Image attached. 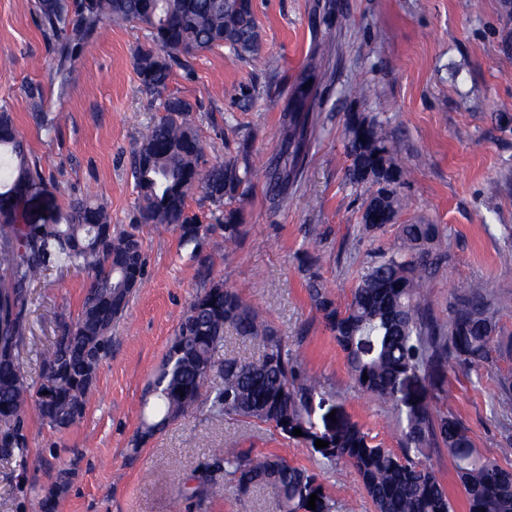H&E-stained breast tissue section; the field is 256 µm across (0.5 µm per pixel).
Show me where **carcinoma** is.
<instances>
[{"instance_id":"cac0c4a2","label":"carcinoma","mask_w":512,"mask_h":512,"mask_svg":"<svg viewBox=\"0 0 512 512\" xmlns=\"http://www.w3.org/2000/svg\"><path fill=\"white\" fill-rule=\"evenodd\" d=\"M35 12L45 38L58 44L60 59L72 57L81 41L108 21L140 26L151 45L138 50L136 70L142 89L163 100L164 115L143 134L133 157L132 175L145 223L180 232L193 245L191 258L204 263L201 240L217 231L224 242L236 244L243 235L237 210L254 180L268 182L281 205L298 181L309 158L311 83L322 74L321 59L313 58L308 73L291 91L284 115L279 161L260 170L247 151L225 161L208 163L198 134L189 120L192 104L168 93L174 68L205 51L226 48L237 58L258 55L259 33L252 0H35ZM346 176L350 184H372L361 224L378 232L399 220L404 207L400 192L407 171L391 152L384 122L375 116L353 115L345 128ZM42 178L28 158L11 113L0 110V453L22 456L28 447L24 433L29 406L42 422L65 431L83 417L97 371L112 344V326L129 303L130 281L142 282L144 260L135 230L112 232L107 206L88 198L69 201L63 224H17V201L38 188ZM200 194L210 203V224L189 213L187 199ZM399 247L380 250L368 263L345 307L335 304L327 285L316 274L308 277L309 294L325 326L345 354L358 390L388 403L398 412L403 448L397 453L371 443L356 424H336L325 439L313 418V404L323 396L319 380L301 369L298 354L234 288L215 282L190 302L176 336L149 389L154 418L143 421L146 437L169 421L192 414L203 402L210 413L230 420H254L272 425L294 438L302 430L324 465H342L358 476L374 512H453L448 492L435 470L417 454L443 446L464 490L466 512H512V468L482 457L467 428L454 415L435 412L428 404L402 409L398 392L409 374L434 376L447 366L479 370L493 355L512 357V339L503 340V305L482 283L455 290L448 298V320L434 312L426 285L445 261L441 232L435 224L400 225ZM50 267L90 274L81 311L42 354V371L32 387L20 370V350L27 339L30 288ZM233 329L262 347L259 362L224 359L221 382L206 400L201 388L224 351V331ZM368 379H362V376ZM499 416L512 415V375L498 380ZM213 466L234 477L247 493L269 486L279 512H334L313 471L294 466L277 454H254L226 448ZM195 485L180 493L200 498L212 479L202 473ZM317 494L316 510L308 507Z\"/></svg>"}]
</instances>
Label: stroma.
<instances>
[{"mask_svg": "<svg viewBox=\"0 0 512 512\" xmlns=\"http://www.w3.org/2000/svg\"><path fill=\"white\" fill-rule=\"evenodd\" d=\"M260 66L221 48L174 69L169 90L194 103L189 119L208 160L248 150L256 166L274 162L288 95L312 54L324 60L313 90L310 160L277 205L265 181L254 182L237 202L244 235L227 250L222 234L206 236L200 273L177 231L140 221L131 161L141 133L161 116L142 92L134 65L148 46V31L126 24L102 26L77 49L59 56L40 29L34 0H0V108L13 116L40 187L22 200L20 224L62 221L70 199L92 197L107 205L112 229L136 230L145 262L143 282L112 328V346L88 395L84 417L59 433L30 414L27 458L0 454V512H276L266 488L240 494L216 473L205 498L179 495L182 484L213 455L250 448L285 457L315 471L337 505L373 512L353 470L317 463L307 444L283 438L257 421H235L200 407L146 438L138 432L147 384L160 366L180 318L193 297L212 283L245 295L298 350L307 374L325 394L314 419L328 415L357 423L374 443L401 448L396 411L359 392L344 354L326 329L307 290L308 272L326 281L338 305L351 298L368 256L397 242L398 229L365 233L361 214L373 185L345 179V126L353 115L379 117L395 157L412 171L402 189L408 202L401 223L439 225L448 260L431 288L434 309L448 317L451 289L486 282L508 303L502 324L512 333V266L500 252L512 244V72L498 62L512 45V0H254ZM66 67L67 82L57 69ZM369 84L370 96L347 92ZM41 109L58 115L55 131L36 122L29 87ZM88 284L86 273L47 269L31 290L30 328L20 369L38 385L44 349L62 323L76 318ZM512 371L501 359L464 373L451 366L416 378L408 402L459 417L486 457L512 466L499 450L512 436V420L495 411L498 378ZM69 471L58 487L60 471Z\"/></svg>", "mask_w": 512, "mask_h": 512, "instance_id": "obj_1", "label": "stroma"}]
</instances>
